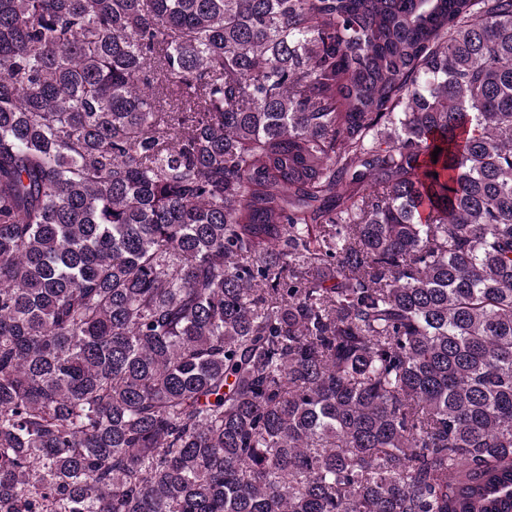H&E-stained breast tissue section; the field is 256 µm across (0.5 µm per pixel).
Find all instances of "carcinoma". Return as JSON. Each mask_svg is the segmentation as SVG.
I'll use <instances>...</instances> for the list:
<instances>
[{"label": "carcinoma", "instance_id": "obj_1", "mask_svg": "<svg viewBox=\"0 0 512 512\" xmlns=\"http://www.w3.org/2000/svg\"><path fill=\"white\" fill-rule=\"evenodd\" d=\"M0 512H512V0H0Z\"/></svg>", "mask_w": 512, "mask_h": 512}]
</instances>
